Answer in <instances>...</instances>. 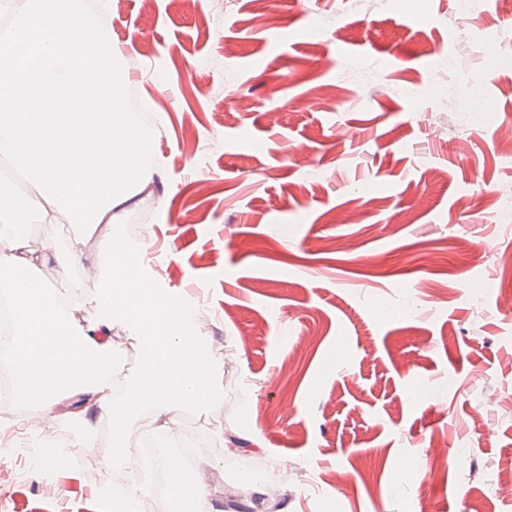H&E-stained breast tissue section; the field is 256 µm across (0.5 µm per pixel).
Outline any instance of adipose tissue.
Here are the masks:
<instances>
[{
  "instance_id": "1",
  "label": "adipose tissue",
  "mask_w": 512,
  "mask_h": 512,
  "mask_svg": "<svg viewBox=\"0 0 512 512\" xmlns=\"http://www.w3.org/2000/svg\"><path fill=\"white\" fill-rule=\"evenodd\" d=\"M120 55L80 0H25L0 39V156L38 189L41 220L61 213L91 232L120 224L136 187L151 177L140 163L150 141L124 110ZM29 214L28 202L1 182L0 296L11 302L16 329L14 397L37 404L46 425L110 421L118 442L112 464L120 466L139 413L152 411L158 432H175L183 410L217 401L213 377L223 363L206 357L198 309L164 294L127 248L107 250L109 274L87 301L94 319L72 323L58 290L39 275L51 246L34 245L20 230ZM117 322L141 349L120 399L108 338Z\"/></svg>"
}]
</instances>
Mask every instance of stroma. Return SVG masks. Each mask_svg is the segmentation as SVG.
I'll return each mask as SVG.
<instances>
[{"label": "stroma", "mask_w": 512, "mask_h": 512, "mask_svg": "<svg viewBox=\"0 0 512 512\" xmlns=\"http://www.w3.org/2000/svg\"><path fill=\"white\" fill-rule=\"evenodd\" d=\"M95 2L153 119L118 231L147 217L150 277L230 361L188 427L214 507L255 481L288 512H512V0H227L208 34V0ZM36 231L95 294L100 235ZM21 420H0V512H112L111 444L70 423L10 442Z\"/></svg>", "instance_id": "stroma-1"}]
</instances>
